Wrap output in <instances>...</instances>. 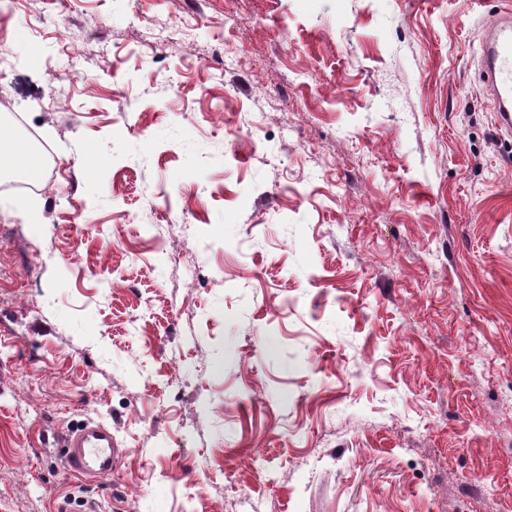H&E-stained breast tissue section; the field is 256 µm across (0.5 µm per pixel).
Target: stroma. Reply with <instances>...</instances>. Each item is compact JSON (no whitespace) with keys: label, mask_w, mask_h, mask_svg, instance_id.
<instances>
[{"label":"stroma","mask_w":512,"mask_h":512,"mask_svg":"<svg viewBox=\"0 0 512 512\" xmlns=\"http://www.w3.org/2000/svg\"><path fill=\"white\" fill-rule=\"evenodd\" d=\"M503 5L21 0L0 116L67 173L0 190V512H512ZM480 80L496 122L512 129V8L500 11L482 30ZM59 448L67 471L88 481L111 476L124 452L112 435V427L96 420L65 434Z\"/></svg>","instance_id":"obj_1"}]
</instances>
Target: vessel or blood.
<instances>
[{"label":"vessel or blood","mask_w":512,"mask_h":512,"mask_svg":"<svg viewBox=\"0 0 512 512\" xmlns=\"http://www.w3.org/2000/svg\"><path fill=\"white\" fill-rule=\"evenodd\" d=\"M480 80L497 124L512 129V8L500 11L482 30ZM59 448L67 471L89 481L111 476L123 454L111 426L96 420L65 434Z\"/></svg>","instance_id":"1"}]
</instances>
